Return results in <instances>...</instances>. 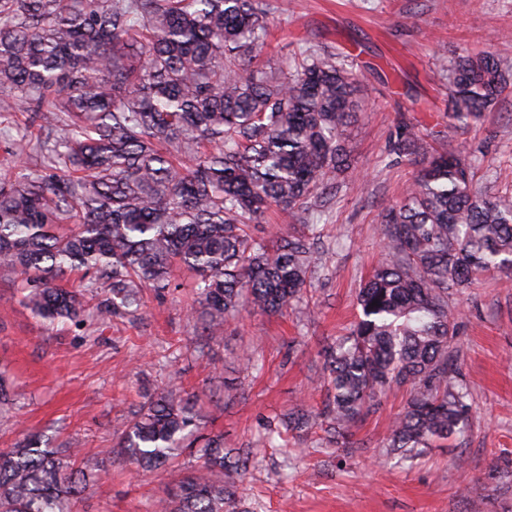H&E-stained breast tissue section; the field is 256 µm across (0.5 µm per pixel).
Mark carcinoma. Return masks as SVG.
Segmentation results:
<instances>
[{
	"label": "carcinoma",
	"instance_id": "carcinoma-1",
	"mask_svg": "<svg viewBox=\"0 0 512 512\" xmlns=\"http://www.w3.org/2000/svg\"><path fill=\"white\" fill-rule=\"evenodd\" d=\"M277 12L274 0H0V119L29 114L0 135L12 155L40 159L0 177V267L20 272L34 315L121 319L144 291L175 287L182 267L196 274L211 339L244 312L282 316L308 301L360 79L347 59L306 45L264 63ZM511 58L506 35L493 53L445 65L448 119L480 123L512 84ZM392 150L420 169L381 207L383 260L358 290L352 327L324 350L321 410L267 422L279 447L318 426L348 438L394 386L408 397L386 455L411 464L470 427L448 295L512 274V204L483 195L456 150L429 152L411 125ZM272 209L307 234L251 233ZM72 272L86 282L62 285ZM197 401L176 386L148 399L117 448L140 468L172 463L199 430ZM198 452L156 512H235L254 449H227L218 434ZM100 467L31 434L0 453V512H77Z\"/></svg>",
	"mask_w": 512,
	"mask_h": 512
}]
</instances>
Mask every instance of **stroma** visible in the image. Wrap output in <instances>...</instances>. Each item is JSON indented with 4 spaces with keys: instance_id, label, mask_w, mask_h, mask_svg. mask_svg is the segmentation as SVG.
Listing matches in <instances>:
<instances>
[{
    "instance_id": "35a3bbf8",
    "label": "stroma",
    "mask_w": 512,
    "mask_h": 512,
    "mask_svg": "<svg viewBox=\"0 0 512 512\" xmlns=\"http://www.w3.org/2000/svg\"><path fill=\"white\" fill-rule=\"evenodd\" d=\"M266 60L278 64L300 44L344 50L357 44L362 110L349 127L351 167L338 178L331 220L316 244L320 268L306 315L246 313L222 337L203 334L191 276L176 290L147 293L135 317L49 324L22 302L19 273L0 268V370L18 399L0 414V452L30 432L50 447L94 455L113 449L116 431L146 394L172 382L201 394L200 429L221 433L256 457L238 486L237 512H512V276L485 274L449 298L457 313V366L474 407L470 430L452 447L426 449L402 468L379 446L406 392L393 389L352 431L350 447L323 431L271 447L262 421L324 398L322 350L355 320L356 293L382 257L379 212L400 201L417 167L391 162L399 122L432 147H454L478 169L490 198L512 201V89L478 125L448 121L443 60L493 50L512 35V0H278ZM426 104L412 110V101ZM264 364L247 373L238 354ZM189 454L167 469L138 472L111 454L80 512H152L181 480Z\"/></svg>"
}]
</instances>
